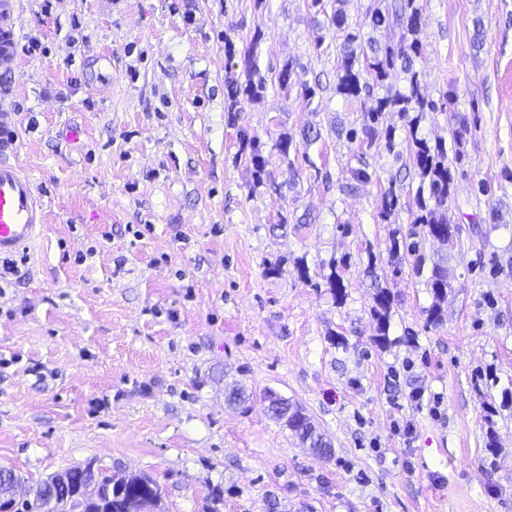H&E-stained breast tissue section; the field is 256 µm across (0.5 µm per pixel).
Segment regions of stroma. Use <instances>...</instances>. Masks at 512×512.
I'll use <instances>...</instances> for the list:
<instances>
[{
    "instance_id": "1",
    "label": "stroma",
    "mask_w": 512,
    "mask_h": 512,
    "mask_svg": "<svg viewBox=\"0 0 512 512\" xmlns=\"http://www.w3.org/2000/svg\"><path fill=\"white\" fill-rule=\"evenodd\" d=\"M420 3L425 92H454L469 120L438 327L389 252L417 183L382 221L402 164L346 137L373 101L336 91L333 0H21L18 161L48 216L0 287L1 466L32 483L90 461L144 473L162 512H205L216 490L220 512H512V0ZM258 30L266 88L230 106L246 76L224 43ZM360 167L370 181L343 192ZM378 286L396 299L383 348ZM233 381L299 403L333 456L260 400L226 408Z\"/></svg>"
}]
</instances>
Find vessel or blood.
<instances>
[{"label": "vessel or blood", "instance_id": "obj_1", "mask_svg": "<svg viewBox=\"0 0 512 512\" xmlns=\"http://www.w3.org/2000/svg\"><path fill=\"white\" fill-rule=\"evenodd\" d=\"M20 0H0V71L19 65ZM10 86L0 87V258L34 242L46 222V213L32 180L15 155L18 151V114Z\"/></svg>", "mask_w": 512, "mask_h": 512}]
</instances>
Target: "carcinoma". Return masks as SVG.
<instances>
[{"instance_id":"1","label":"carcinoma","mask_w":512,"mask_h":512,"mask_svg":"<svg viewBox=\"0 0 512 512\" xmlns=\"http://www.w3.org/2000/svg\"><path fill=\"white\" fill-rule=\"evenodd\" d=\"M343 4L344 0H336V9L328 18V23L343 36L341 56L336 66V91L350 99L358 98L361 92H368L376 86L384 89L383 95L376 98L375 106L366 113L361 131L351 129L347 137L351 141L359 140L361 146L382 137L391 151H396L399 144L403 146L418 179L414 223L423 226L426 236L446 243L451 251L461 241V227L449 222L448 202L456 189L455 168L463 159L461 145L468 119L454 112L455 94L447 93L446 105L454 113L458 125L453 135L455 149L451 157L448 156V146L444 140L432 141L421 133L428 114L436 111L435 103L423 92L420 72L416 69V61L424 51V45L418 38L422 8L418 0H373L366 13V22L373 30L383 33L384 41L373 39L364 42L359 33L349 31ZM262 39L263 34L255 32L248 47L241 53L237 52L232 41L224 40L227 64L233 67L234 59L240 58L246 76L242 83L228 82L227 95L234 106L241 97L247 100L260 97L266 88L265 82L252 79L256 70L255 52ZM397 68L406 74L407 84L402 89L385 84L390 72ZM387 112H397L405 121V135L399 144L396 143L395 128L383 124ZM249 144L256 180L259 181L266 171L268 160L262 156L257 140L252 139ZM399 207L400 195L395 185L391 184L381 192L379 217L388 221ZM389 252L394 257L402 252L413 257V269L417 275L425 276L432 296L431 305L426 310V323L434 327L443 324L448 292L453 288L448 273V259L441 256L431 261V266H426L419 242L413 241L407 245L399 239L397 231L390 238ZM329 267L330 274L325 279L334 297L340 301L344 298L343 278L337 272L336 262H331ZM373 302L371 316L376 322L374 343L384 347L389 343V320L395 295L389 289L378 286L373 294ZM271 392V388L257 393L239 384H231L224 388V404L236 408L258 398L271 418L283 424L303 446L322 457L332 456L331 443L305 410L287 398L269 399ZM85 470V481L93 482L97 492L102 494L98 503L90 508L83 506L77 495L52 491L63 476L61 472L27 485L13 469L5 466L0 467V502H13L16 489L22 488L27 491L28 498L16 504L15 512H141L143 509L155 512L160 506L162 489L148 476L127 474L120 470L109 474L94 467L91 462L85 465Z\"/></svg>"}]
</instances>
